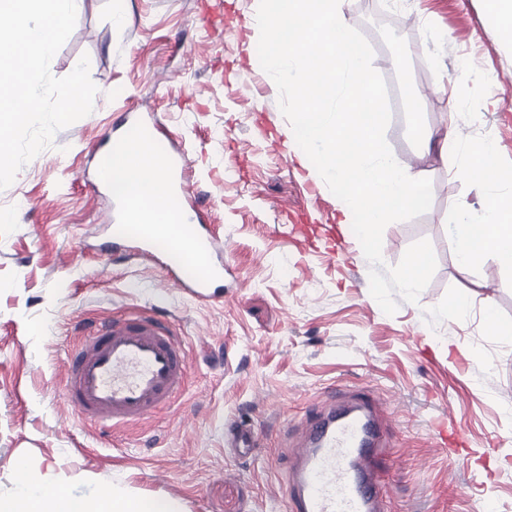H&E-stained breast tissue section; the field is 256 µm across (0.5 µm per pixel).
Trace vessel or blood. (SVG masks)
<instances>
[{"mask_svg":"<svg viewBox=\"0 0 512 512\" xmlns=\"http://www.w3.org/2000/svg\"><path fill=\"white\" fill-rule=\"evenodd\" d=\"M185 157H167L164 182L179 197L177 234L203 261L189 278L181 263L159 258L147 230L112 225L109 249L160 262L175 288L213 297L224 287V251L198 223L196 197L184 179ZM64 401L100 432L135 424L170 408L188 385L190 369L171 327L154 316L129 314L78 327L67 361ZM304 448L285 489L292 512H388L389 491L376 474L386 451L382 415L372 395L346 396L328 405L301 433Z\"/></svg>","mask_w":512,"mask_h":512,"instance_id":"vessel-or-blood-1","label":"vessel or blood"}]
</instances>
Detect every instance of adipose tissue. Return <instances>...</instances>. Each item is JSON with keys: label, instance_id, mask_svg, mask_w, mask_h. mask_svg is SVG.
<instances>
[{"label": "adipose tissue", "instance_id": "1", "mask_svg": "<svg viewBox=\"0 0 512 512\" xmlns=\"http://www.w3.org/2000/svg\"><path fill=\"white\" fill-rule=\"evenodd\" d=\"M442 156H465L468 171L488 187L512 185V170L494 163L493 141L460 143L451 133L436 140ZM163 159L157 150L139 136L130 137L123 149L108 160L105 176L118 188L126 205L132 209V221L142 227H162L165 242L177 246V225L171 201L164 188L149 177L161 171ZM453 248L461 268L478 264L487 253H494L504 265L512 267V195H491L484 207L481 223L460 221ZM12 470L19 482L12 498L0 499V512H180L176 502L166 498H141L126 492L99 486L89 496L71 492L58 484L53 493L43 490V482L30 473L22 460H14Z\"/></svg>", "mask_w": 512, "mask_h": 512}]
</instances>
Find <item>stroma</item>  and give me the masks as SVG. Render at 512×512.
<instances>
[{
	"label": "stroma",
	"instance_id": "35a3bbf8",
	"mask_svg": "<svg viewBox=\"0 0 512 512\" xmlns=\"http://www.w3.org/2000/svg\"><path fill=\"white\" fill-rule=\"evenodd\" d=\"M378 0H351L348 22L374 50L391 109L395 159L432 182L423 215L389 224L396 265L429 240L435 273L417 302L385 314L339 200L289 141L278 89L260 66L259 0H224V26L203 24L202 0H81L53 57L56 77L90 61L98 92L88 116L0 190V495L22 459L47 490L117 488L169 497L182 512H286L282 474L304 418L331 398L370 391L383 409L380 477L391 512H512V268L487 254L461 269L460 205L482 220L488 191L460 160L422 149L420 132L453 128L494 141L512 169V45L484 0H406L372 29ZM448 69L440 79L432 60ZM157 123L161 150L184 153L201 221L226 246L224 293L205 302L168 286L159 266L99 250L119 196L100 188L96 155L138 123ZM467 308L449 315L448 301ZM138 311L176 327L190 387L173 407L100 436L64 404L74 326ZM251 430V455L227 447L228 425ZM460 426L467 461L437 432Z\"/></svg>",
	"mask_w": 512,
	"mask_h": 512
}]
</instances>
